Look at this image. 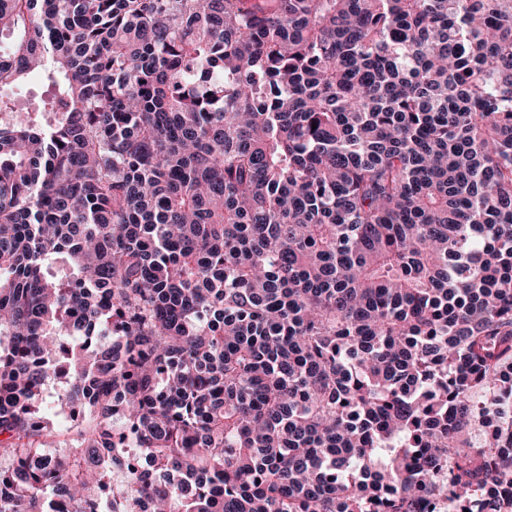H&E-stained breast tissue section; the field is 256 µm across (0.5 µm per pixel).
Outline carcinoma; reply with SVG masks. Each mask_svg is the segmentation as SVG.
<instances>
[{
	"label": "carcinoma",
	"instance_id": "1",
	"mask_svg": "<svg viewBox=\"0 0 512 512\" xmlns=\"http://www.w3.org/2000/svg\"><path fill=\"white\" fill-rule=\"evenodd\" d=\"M20 111L0 512H512V0H0Z\"/></svg>",
	"mask_w": 512,
	"mask_h": 512
}]
</instances>
